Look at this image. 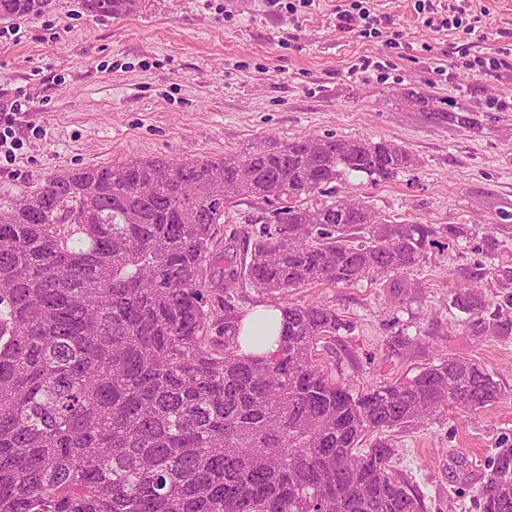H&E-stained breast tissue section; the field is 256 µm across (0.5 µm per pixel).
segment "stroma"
I'll return each instance as SVG.
<instances>
[{"label": "stroma", "instance_id": "obj_1", "mask_svg": "<svg viewBox=\"0 0 512 512\" xmlns=\"http://www.w3.org/2000/svg\"><path fill=\"white\" fill-rule=\"evenodd\" d=\"M347 2L138 0L127 15L93 18L80 0H52L42 15L0 19V96L31 101L12 155L0 154V191L132 159L219 158L268 140L333 134L403 146L408 170L377 185L353 176L340 192L393 220L454 227V239L439 235L409 272L410 298L367 281L289 298L335 309L344 327L321 357L352 392L413 377L445 353L493 376L500 402L383 433L395 476L423 512H480L486 462L512 448V288L492 275L479 284L509 325L492 335L477 334L451 300L476 263L512 267V110L486 106L512 98V73L459 61L464 48L477 55L512 44V0H468L476 36L429 28L413 0H372L390 23L371 41L337 28L336 8ZM362 55L385 62L383 73L351 72ZM453 113L468 125L450 121ZM262 214L247 199L230 207L214 250L242 256V240L229 235Z\"/></svg>", "mask_w": 512, "mask_h": 512}]
</instances>
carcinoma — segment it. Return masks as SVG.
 <instances>
[{"mask_svg":"<svg viewBox=\"0 0 512 512\" xmlns=\"http://www.w3.org/2000/svg\"><path fill=\"white\" fill-rule=\"evenodd\" d=\"M93 16L137 0H82ZM52 0H0V17ZM412 166L385 139L335 135L272 142L229 158L133 159L55 173L0 192V512H423L389 472L376 431L504 397L470 360L444 356L409 380L353 394L320 361L343 323L322 304L288 302L311 285L363 280L409 296L407 274L449 227L390 220L339 187L377 185ZM251 198L265 216L243 231L246 257L221 288L278 295V347L240 353L207 336L203 267L216 225ZM475 266L452 304L496 333ZM478 499L512 512V448Z\"/></svg>","mask_w":512,"mask_h":512,"instance_id":"carcinoma-1","label":"carcinoma"}]
</instances>
